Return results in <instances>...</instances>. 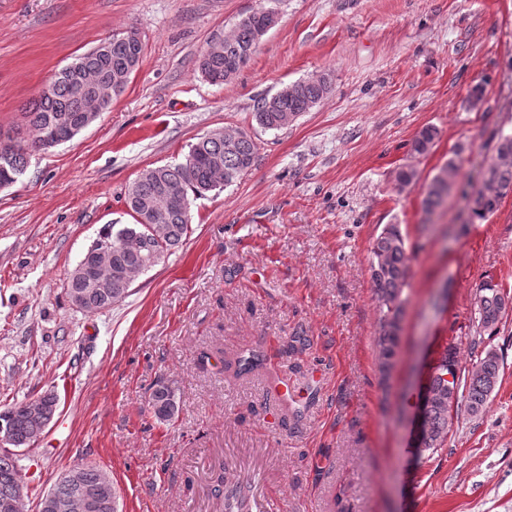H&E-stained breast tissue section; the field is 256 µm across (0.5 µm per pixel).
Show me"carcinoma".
Masks as SVG:
<instances>
[{"mask_svg": "<svg viewBox=\"0 0 512 512\" xmlns=\"http://www.w3.org/2000/svg\"><path fill=\"white\" fill-rule=\"evenodd\" d=\"M266 26L267 17L259 9L241 18L231 33L224 37V54L201 55L198 61L201 75L217 85L231 81L250 61L266 33ZM142 54L141 46L132 47L107 37L59 70L26 107L24 115L33 131V137L25 141L26 150L6 156L5 148L0 146V179L23 175L38 148L55 135L67 138L68 133L59 127L61 118L97 108L93 96L74 94L73 76L89 85L119 76L127 82L137 70ZM329 89L330 81L325 75L288 84L258 102L255 121L264 129H284L310 111ZM437 136L435 127L423 128L413 141V152L418 155L427 153ZM257 153V143L243 130L214 132L191 144L184 162L144 169L128 190L127 205L137 214L145 206L161 213L164 244L146 236L138 220L118 229L113 224L108 225L96 242L112 243V258L103 263L90 250L84 258L90 264H98L97 279L111 282V287L90 288L86 279L71 274L66 282L68 297L84 294L85 299L78 309L87 312L108 310L127 298L130 286L117 273L126 268L141 267L147 271L157 266L187 238L189 213L169 208L168 195L198 198L229 186L253 167ZM458 171L455 160L450 158L432 178L422 201L425 221H430L446 203ZM511 193L512 133L500 136L497 155L486 168L480 188L469 200L471 214L478 218L489 216ZM407 261L405 242L398 225H387L373 243L370 264L380 307L377 345L380 368L384 373L391 369L399 346ZM511 311L512 294L491 280L483 281L476 289L472 303L471 321L475 333L480 337L486 332L494 334L498 324ZM261 365L260 355L252 350L238 358L235 376L248 375ZM499 377L500 357L496 349L484 348L476 360L464 366L458 358L457 346L453 343L445 346L429 379V392L421 408L418 453H432L444 447L452 410H462L471 416L482 413ZM32 403L53 413L57 408V396L48 393L31 401H16L0 409V436L8 435L15 446H31L41 431V422L30 412ZM148 406L156 420H172L177 412L174 390L163 383L158 384L150 395ZM79 470L78 484L69 485L57 479L48 490V494L54 495L62 505L57 512H83L80 508L83 501L98 499L102 484L113 485L108 472L97 464H85ZM22 471L16 454L7 450L0 453V499L22 500Z\"/></svg>", "mask_w": 512, "mask_h": 512, "instance_id": "cac0c4a2", "label": "carcinoma"}]
</instances>
